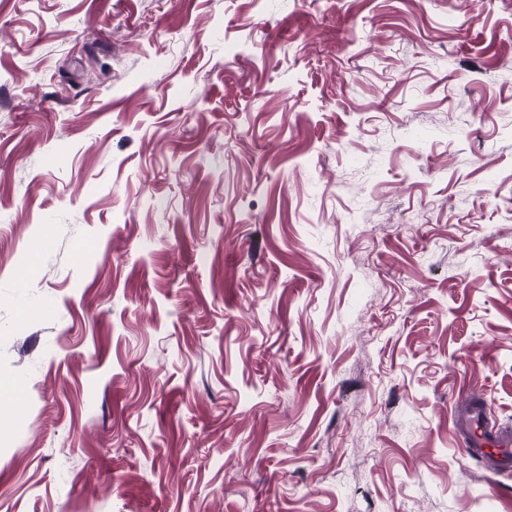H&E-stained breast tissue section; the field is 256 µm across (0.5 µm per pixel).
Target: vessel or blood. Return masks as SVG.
Instances as JSON below:
<instances>
[{"mask_svg": "<svg viewBox=\"0 0 512 512\" xmlns=\"http://www.w3.org/2000/svg\"><path fill=\"white\" fill-rule=\"evenodd\" d=\"M481 404L473 403L453 416L462 436V451L469 457L489 463L492 473L512 471V434L490 427Z\"/></svg>", "mask_w": 512, "mask_h": 512, "instance_id": "vessel-or-blood-1", "label": "vessel or blood"}]
</instances>
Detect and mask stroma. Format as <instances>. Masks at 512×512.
I'll list each match as a JSON object with an SVG mask.
<instances>
[{"label": "stroma", "mask_w": 512, "mask_h": 512, "mask_svg": "<svg viewBox=\"0 0 512 512\" xmlns=\"http://www.w3.org/2000/svg\"><path fill=\"white\" fill-rule=\"evenodd\" d=\"M0 512H512V0H0ZM489 418L479 403H471L453 415L462 436V451L471 458L489 463L491 473L512 471V435L488 426Z\"/></svg>", "instance_id": "35a3bbf8"}]
</instances>
